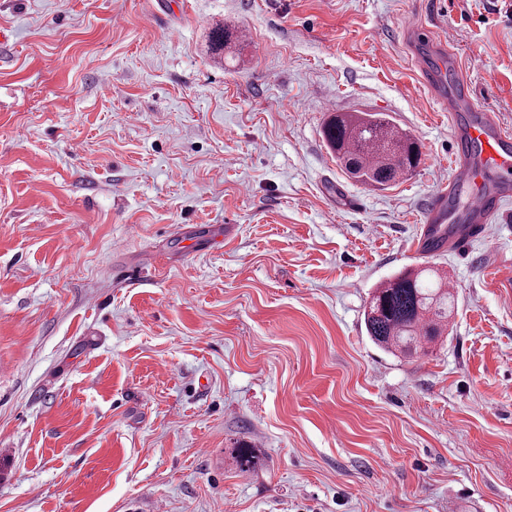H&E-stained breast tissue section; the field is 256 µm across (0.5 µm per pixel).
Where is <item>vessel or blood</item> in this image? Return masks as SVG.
I'll list each match as a JSON object with an SVG mask.
<instances>
[{
	"label": "vessel or blood",
	"mask_w": 512,
	"mask_h": 512,
	"mask_svg": "<svg viewBox=\"0 0 512 512\" xmlns=\"http://www.w3.org/2000/svg\"><path fill=\"white\" fill-rule=\"evenodd\" d=\"M456 95L448 101L454 128L452 174L433 197L424 216V236H444L449 251L462 254L472 242L488 240L512 200V130L476 105L471 87L453 72Z\"/></svg>",
	"instance_id": "1"
}]
</instances>
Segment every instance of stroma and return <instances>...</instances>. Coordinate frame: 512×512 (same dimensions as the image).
<instances>
[{
  "label": "stroma",
  "instance_id": "35a3bbf8",
  "mask_svg": "<svg viewBox=\"0 0 512 512\" xmlns=\"http://www.w3.org/2000/svg\"><path fill=\"white\" fill-rule=\"evenodd\" d=\"M410 15L512 128V0H0V512H512V203L416 253L453 130ZM334 112L419 167L349 178ZM425 267L452 332L384 352ZM322 133L340 166L364 185L389 186L421 162L419 141L382 113L330 115ZM430 269L408 270L374 288L364 311L366 333L380 349L412 357L425 352L448 330L455 310V296L436 273L426 282Z\"/></svg>",
  "mask_w": 512,
  "mask_h": 512
}]
</instances>
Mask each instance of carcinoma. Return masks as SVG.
I'll return each instance as SVG.
<instances>
[{
	"label": "carcinoma",
	"mask_w": 512,
	"mask_h": 512,
	"mask_svg": "<svg viewBox=\"0 0 512 512\" xmlns=\"http://www.w3.org/2000/svg\"><path fill=\"white\" fill-rule=\"evenodd\" d=\"M323 137L340 166L356 181L388 186L410 175L422 158L421 145L382 113H337L327 117ZM408 270L376 286L364 311L366 333L380 349L412 357L448 330L455 296L439 275Z\"/></svg>",
	"instance_id": "carcinoma-1"
}]
</instances>
